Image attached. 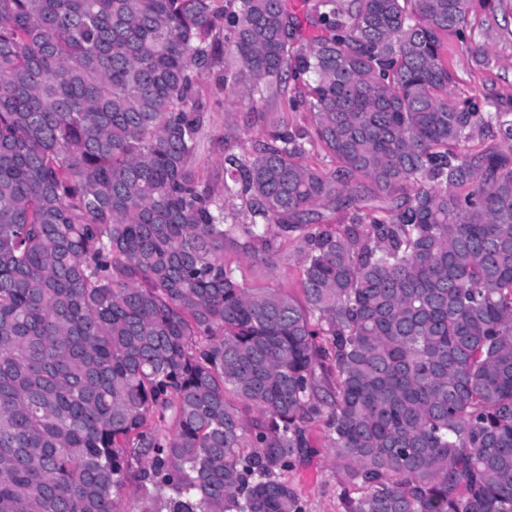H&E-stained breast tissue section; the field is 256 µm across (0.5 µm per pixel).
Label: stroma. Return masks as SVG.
Returning <instances> with one entry per match:
<instances>
[{
    "label": "stroma",
    "mask_w": 512,
    "mask_h": 512,
    "mask_svg": "<svg viewBox=\"0 0 512 512\" xmlns=\"http://www.w3.org/2000/svg\"><path fill=\"white\" fill-rule=\"evenodd\" d=\"M469 26L475 33L476 44L487 51L493 63L487 69L476 66L467 45L450 38L448 62L455 72L458 91L486 88L500 99L512 98V0H502L492 10L476 5L469 16ZM297 93L294 84L286 81L264 96L242 99L225 87L223 68L205 73L199 82V98L207 116L199 150L204 180L213 187H221L225 154L250 148V113L286 111L289 97ZM224 260L236 268L247 285L282 288L295 297L301 294L297 261L270 270L231 251L225 252ZM306 435L309 446L293 479L304 495L307 512H344L340 497L342 473L327 455L321 423H309Z\"/></svg>",
    "instance_id": "1"
}]
</instances>
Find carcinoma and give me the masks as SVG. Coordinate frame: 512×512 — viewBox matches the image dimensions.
I'll return each mask as SVG.
<instances>
[{"mask_svg": "<svg viewBox=\"0 0 512 512\" xmlns=\"http://www.w3.org/2000/svg\"><path fill=\"white\" fill-rule=\"evenodd\" d=\"M473 8L0 0V512H306L315 415L345 512H512V101L451 91ZM218 64L308 114L258 113L221 198ZM292 247L301 301L224 263Z\"/></svg>", "mask_w": 512, "mask_h": 512, "instance_id": "1", "label": "carcinoma"}]
</instances>
